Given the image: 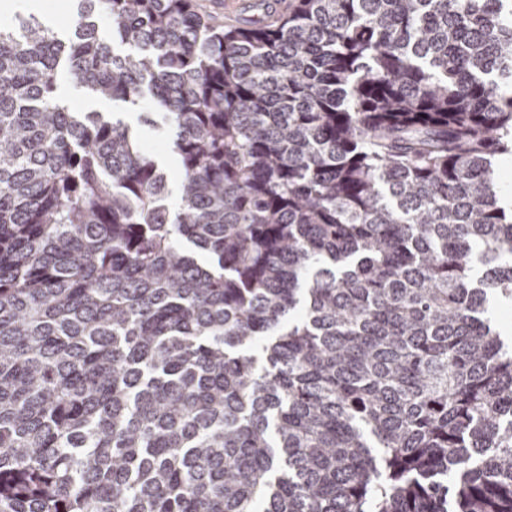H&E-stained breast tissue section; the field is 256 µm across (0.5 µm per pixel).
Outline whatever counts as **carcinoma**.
Listing matches in <instances>:
<instances>
[{"mask_svg":"<svg viewBox=\"0 0 512 512\" xmlns=\"http://www.w3.org/2000/svg\"><path fill=\"white\" fill-rule=\"evenodd\" d=\"M74 13L0 27V512H512V0ZM195 1L197 8L203 17L209 22L220 27H238L242 25H249L250 23L262 20L265 17L276 15L269 19L271 20L288 9V0L274 1L279 4V7L273 13H267L262 6L264 1L260 0ZM59 92L64 101L79 112H122L120 117L139 135L142 148L152 154L162 165L172 195L176 196L180 181L178 159L170 149V136L166 126L162 123L147 125L142 122L145 112H152V102L144 98L137 106L127 107L121 103L112 105V102L96 100L88 91L77 87L68 78H62ZM495 180L504 202L512 205V157L500 159L495 165Z\"/></svg>","mask_w":512,"mask_h":512,"instance_id":"obj_1","label":"carcinoma"}]
</instances>
